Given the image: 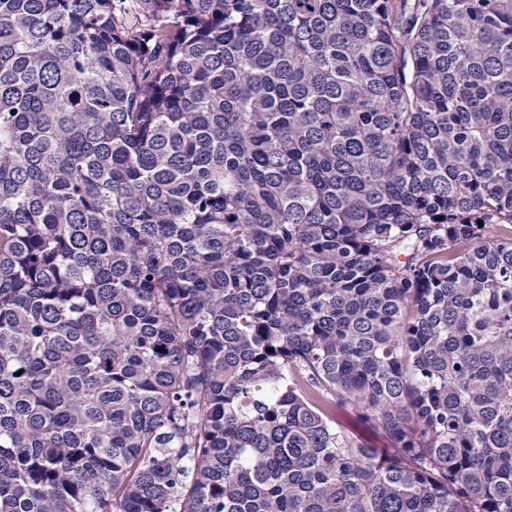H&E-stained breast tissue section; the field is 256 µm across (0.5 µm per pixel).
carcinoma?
<instances>
[{
    "mask_svg": "<svg viewBox=\"0 0 512 512\" xmlns=\"http://www.w3.org/2000/svg\"><path fill=\"white\" fill-rule=\"evenodd\" d=\"M124 2L0 0V512H512V0ZM330 414L344 426L350 437L366 442L374 448H380L381 450L391 448V444L385 436L356 424L352 413L346 407L333 408Z\"/></svg>",
    "mask_w": 512,
    "mask_h": 512,
    "instance_id": "1",
    "label": "carcinoma"
}]
</instances>
